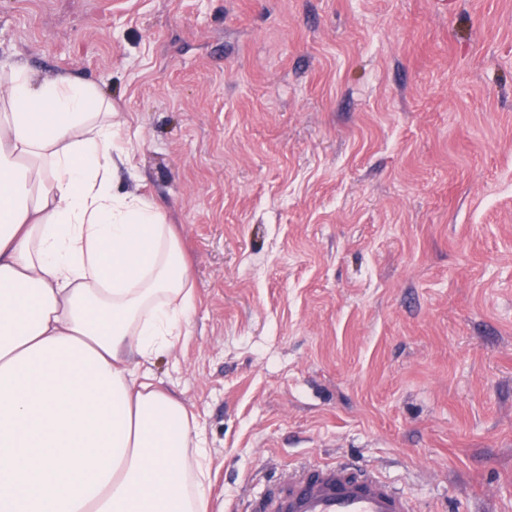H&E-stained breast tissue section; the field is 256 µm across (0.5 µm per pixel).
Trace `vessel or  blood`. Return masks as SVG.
Segmentation results:
<instances>
[{"mask_svg":"<svg viewBox=\"0 0 512 512\" xmlns=\"http://www.w3.org/2000/svg\"><path fill=\"white\" fill-rule=\"evenodd\" d=\"M245 512H414V503L374 471L327 462L285 469Z\"/></svg>","mask_w":512,"mask_h":512,"instance_id":"b4317fda","label":"vessel or blood"}]
</instances>
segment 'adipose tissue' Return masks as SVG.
<instances>
[{
    "instance_id": "ef3b65f1",
    "label": "adipose tissue",
    "mask_w": 512,
    "mask_h": 512,
    "mask_svg": "<svg viewBox=\"0 0 512 512\" xmlns=\"http://www.w3.org/2000/svg\"><path fill=\"white\" fill-rule=\"evenodd\" d=\"M131 139L96 87L0 64V512H209L197 419L123 364L196 312L165 212L118 184Z\"/></svg>"
}]
</instances>
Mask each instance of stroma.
<instances>
[{
  "label": "stroma",
  "instance_id": "1",
  "mask_svg": "<svg viewBox=\"0 0 512 512\" xmlns=\"http://www.w3.org/2000/svg\"><path fill=\"white\" fill-rule=\"evenodd\" d=\"M134 133L196 286L153 364L214 512L288 465L512 512V0H0V62Z\"/></svg>",
  "mask_w": 512,
  "mask_h": 512
}]
</instances>
